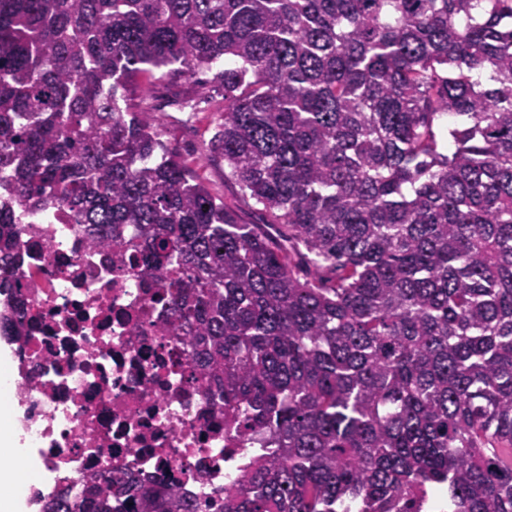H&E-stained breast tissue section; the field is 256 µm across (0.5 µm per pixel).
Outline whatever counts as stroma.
Here are the masks:
<instances>
[{
  "mask_svg": "<svg viewBox=\"0 0 512 512\" xmlns=\"http://www.w3.org/2000/svg\"><path fill=\"white\" fill-rule=\"evenodd\" d=\"M133 102L156 120L163 140L178 150L211 194L223 199L243 223H265V213L242 199L223 158L209 149L219 118L217 108L224 103V90L213 72L194 80L175 76L149 88L138 87Z\"/></svg>",
  "mask_w": 512,
  "mask_h": 512,
  "instance_id": "35a3bbf8",
  "label": "stroma"
}]
</instances>
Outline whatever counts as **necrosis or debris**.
I'll use <instances>...</instances> for the list:
<instances>
[{
  "label": "necrosis or debris",
  "instance_id": "obj_1",
  "mask_svg": "<svg viewBox=\"0 0 512 512\" xmlns=\"http://www.w3.org/2000/svg\"><path fill=\"white\" fill-rule=\"evenodd\" d=\"M15 230L9 294L24 334L0 402L20 411L27 503L84 495L107 465L186 498L222 499L248 450L228 440L185 345L166 332L159 289L90 245L61 209L35 212Z\"/></svg>",
  "mask_w": 512,
  "mask_h": 512
}]
</instances>
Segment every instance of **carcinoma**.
I'll return each instance as SVG.
<instances>
[{
    "label": "carcinoma",
    "instance_id": "carcinoma-1",
    "mask_svg": "<svg viewBox=\"0 0 512 512\" xmlns=\"http://www.w3.org/2000/svg\"><path fill=\"white\" fill-rule=\"evenodd\" d=\"M213 69L212 150L286 247L127 106ZM0 196V279L69 210L258 445L204 506L109 465L43 512H512V0H0Z\"/></svg>",
    "mask_w": 512,
    "mask_h": 512
}]
</instances>
